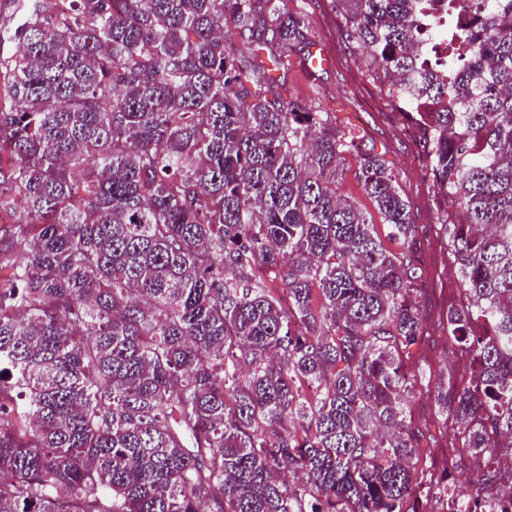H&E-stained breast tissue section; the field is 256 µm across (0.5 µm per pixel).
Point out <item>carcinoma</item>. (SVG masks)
<instances>
[{"label": "carcinoma", "instance_id": "carcinoma-1", "mask_svg": "<svg viewBox=\"0 0 512 512\" xmlns=\"http://www.w3.org/2000/svg\"><path fill=\"white\" fill-rule=\"evenodd\" d=\"M0 27V512L512 507V0H339L444 201L465 375L406 424L424 342L382 153L279 91L311 54L284 0H8ZM252 47L245 55L239 44ZM400 250L338 193L348 157ZM278 276L283 305L256 278Z\"/></svg>", "mask_w": 512, "mask_h": 512}]
</instances>
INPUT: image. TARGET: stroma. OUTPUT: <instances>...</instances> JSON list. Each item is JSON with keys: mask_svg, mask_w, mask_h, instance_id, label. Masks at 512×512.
Returning <instances> with one entry per match:
<instances>
[{"mask_svg": "<svg viewBox=\"0 0 512 512\" xmlns=\"http://www.w3.org/2000/svg\"><path fill=\"white\" fill-rule=\"evenodd\" d=\"M286 6L304 16L311 37L329 50L331 58L325 67L311 69L302 54H292L283 97H297L314 109L335 113L339 130L356 129L364 141L383 151L409 204L416 229L411 264L419 278L426 326V339L412 367L425 370L426 377L406 400V420L430 433L431 465L443 470L452 429L438 415L433 394L440 373L455 361L445 314L459 282L448 258L443 207L428 176L426 151L404 114L381 95V81L367 71L361 51L342 34L338 0H287Z\"/></svg>", "mask_w": 512, "mask_h": 512, "instance_id": "obj_1", "label": "stroma"}]
</instances>
